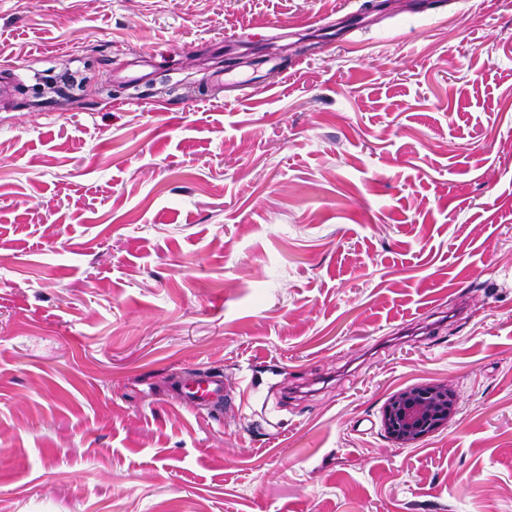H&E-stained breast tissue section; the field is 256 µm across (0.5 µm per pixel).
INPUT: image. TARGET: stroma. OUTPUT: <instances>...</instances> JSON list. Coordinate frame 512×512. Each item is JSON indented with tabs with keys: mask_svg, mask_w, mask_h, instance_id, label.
I'll use <instances>...</instances> for the list:
<instances>
[{
	"mask_svg": "<svg viewBox=\"0 0 512 512\" xmlns=\"http://www.w3.org/2000/svg\"><path fill=\"white\" fill-rule=\"evenodd\" d=\"M1 63L0 512H512V0H0ZM224 388L221 375L203 371L186 380L178 381L172 395L182 404L193 409H204L221 414L224 407ZM456 412V394L448 383L412 386L387 400L381 411V425L396 447L409 448L426 434L448 427Z\"/></svg>",
	"mask_w": 512,
	"mask_h": 512,
	"instance_id": "35a3bbf8",
	"label": "stroma"
}]
</instances>
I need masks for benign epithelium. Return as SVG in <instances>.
Returning <instances> with one entry per match:
<instances>
[{
    "label": "benign epithelium",
    "mask_w": 512,
    "mask_h": 512,
    "mask_svg": "<svg viewBox=\"0 0 512 512\" xmlns=\"http://www.w3.org/2000/svg\"><path fill=\"white\" fill-rule=\"evenodd\" d=\"M456 412V394L448 384L412 386L387 400L381 411V425L396 447L409 448L426 434L447 426Z\"/></svg>",
    "instance_id": "benign-epithelium-1"
}]
</instances>
